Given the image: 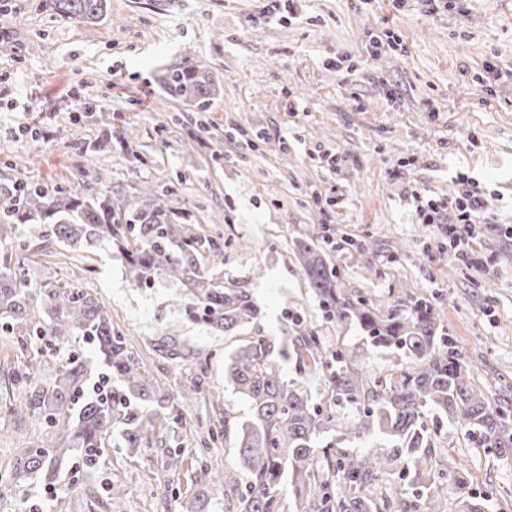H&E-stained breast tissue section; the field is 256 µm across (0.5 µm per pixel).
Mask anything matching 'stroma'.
<instances>
[{"mask_svg":"<svg viewBox=\"0 0 512 512\" xmlns=\"http://www.w3.org/2000/svg\"><path fill=\"white\" fill-rule=\"evenodd\" d=\"M268 0H110L108 15L76 26L42 0H0V183L60 186L123 201L167 186L195 227L223 237L212 276L251 294L257 326L227 336L191 319L179 281L129 282L116 247L66 250L64 266L29 262V278L79 277L171 394L206 367L205 397L164 444L101 461L134 512H180L206 489L207 512H224V487L193 456L199 428L249 404L224 382V360L254 331L282 340L298 311L329 350L353 352L372 374L402 367L353 321L325 320L292 253L312 225L327 224L328 254L353 298L389 308L424 293L491 402L512 401V0H458L425 14L420 0H297L266 21ZM392 33L400 49L368 50ZM192 54L221 94L207 111L163 97L162 67ZM494 70V95L480 75ZM111 127V139L102 136ZM340 162L329 171L320 151ZM107 183H99L98 173ZM469 179L483 191L478 258L449 261L437 225L422 224L411 194L451 198ZM322 202L314 204L312 193ZM175 332L190 361L154 352ZM437 453L461 461L485 512H512V460L482 448L443 416L428 415ZM80 484L72 463L56 491L79 512H102L105 486ZM45 483L0 486V512H54Z\"/></svg>","mask_w":512,"mask_h":512,"instance_id":"1","label":"stroma"}]
</instances>
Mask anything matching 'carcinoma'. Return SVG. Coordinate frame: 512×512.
Wrapping results in <instances>:
<instances>
[{
    "label": "carcinoma",
    "instance_id": "carcinoma-1",
    "mask_svg": "<svg viewBox=\"0 0 512 512\" xmlns=\"http://www.w3.org/2000/svg\"><path fill=\"white\" fill-rule=\"evenodd\" d=\"M45 6L75 24L97 23L109 0H43ZM161 86L168 99L193 107L208 105L220 86L211 73L186 55L167 69ZM171 191L118 204L108 193L89 198L56 187L24 182L0 184V242L17 243L19 253H0V318L11 335L34 337L61 348L81 337L95 345L98 357L68 359L45 383L38 375L42 349L12 371L11 384L22 397L0 406L23 439L11 471L0 483L18 484L32 474L54 480L62 460L77 456L80 471L92 483L109 443L118 436L126 448H150L153 439L184 418V408L200 394L196 380L178 396L140 370L134 351L98 298L77 279L33 282L25 272L29 250L19 227L43 225L33 256L52 257V244H115L124 254L130 283L141 285L159 275L181 281L192 296L191 310L207 327L224 332L256 322L252 295L206 274L224 256V239L180 222ZM311 231L295 245L294 255L327 317L357 321L377 348L396 350L411 368L399 375L372 376L351 353L329 354L320 336L290 313L291 343L284 350L268 336L243 340L224 366V379L247 398L251 413L243 421L224 412V437L235 435L238 463L216 468L224 483V512H281L280 485L290 474L296 512H447L432 470L436 450L423 418L435 411L465 433L479 435L482 447L512 458V406L491 404L471 383L451 336L445 335L433 304L412 296L407 308L384 313L364 300H352ZM156 352L164 359L187 354L173 334L161 337ZM293 359L303 373L325 382L327 406L354 402L366 418L345 423L344 439L375 432L392 450L358 452L320 448L317 438L336 421L315 406L307 393L287 381L280 359ZM36 421L34 435L24 431ZM415 493L407 496L406 485ZM206 491L180 502L182 512H205ZM455 512H484L481 500L465 491Z\"/></svg>",
    "mask_w": 512,
    "mask_h": 512
}]
</instances>
